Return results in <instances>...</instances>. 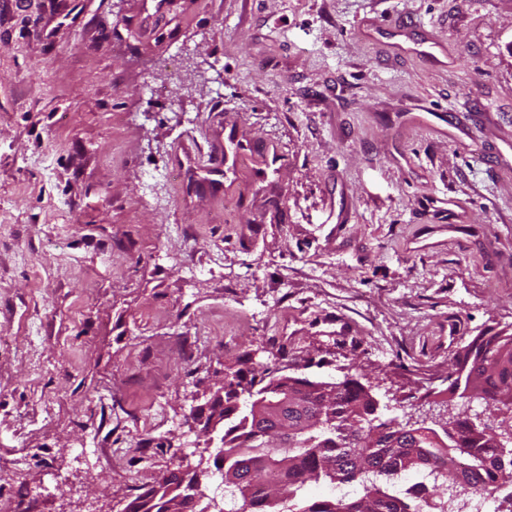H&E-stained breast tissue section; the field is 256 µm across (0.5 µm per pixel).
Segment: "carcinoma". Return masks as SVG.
<instances>
[{"instance_id": "1", "label": "carcinoma", "mask_w": 512, "mask_h": 512, "mask_svg": "<svg viewBox=\"0 0 512 512\" xmlns=\"http://www.w3.org/2000/svg\"><path fill=\"white\" fill-rule=\"evenodd\" d=\"M244 356L238 365L224 370L223 397L212 406L224 410L222 448L215 470L251 469L280 485L286 494L288 512H425L410 490H397L406 476H415L442 495L448 487V468L464 471V493L490 495L512 475L504 477L485 466V460L500 453L491 438L472 428L469 419L456 417L443 434L423 428H405L395 419L383 418L371 390L358 379L345 377L336 383V398L327 405L324 395L305 376L267 378L260 366H250ZM448 394L467 397L473 393L487 403L512 407V334L485 333L476 336L448 371ZM288 392L305 404L312 423L288 436V447H267L272 425L255 420L256 402L278 401ZM336 469L327 471L329 460ZM182 464L169 467L154 485L129 500L122 512H163V505L182 493L186 480L204 481L210 473L202 469L182 474ZM355 485L353 497L303 501L312 484ZM218 512H276L261 485L224 486V508Z\"/></svg>"}]
</instances>
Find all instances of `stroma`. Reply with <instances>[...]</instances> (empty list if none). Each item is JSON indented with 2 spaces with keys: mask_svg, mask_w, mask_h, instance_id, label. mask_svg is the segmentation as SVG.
<instances>
[{
  "mask_svg": "<svg viewBox=\"0 0 512 512\" xmlns=\"http://www.w3.org/2000/svg\"><path fill=\"white\" fill-rule=\"evenodd\" d=\"M139 4L0 0V504L60 470L35 512H119L198 463L197 397L248 353L416 428L498 425L448 366L512 333V0ZM228 129L279 148L267 179L185 181Z\"/></svg>",
  "mask_w": 512,
  "mask_h": 512,
  "instance_id": "obj_1",
  "label": "stroma"
}]
</instances>
